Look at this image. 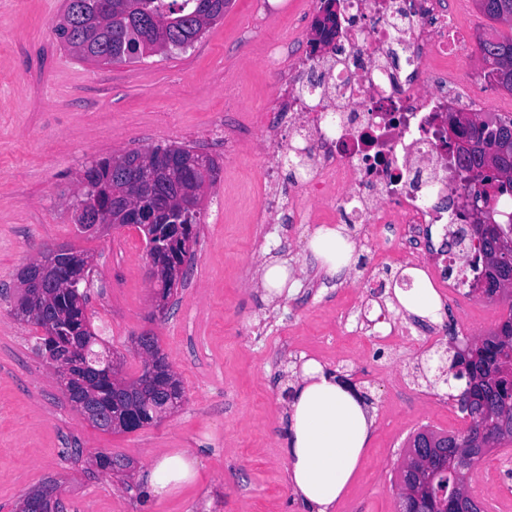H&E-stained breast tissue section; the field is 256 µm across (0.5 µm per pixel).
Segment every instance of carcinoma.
I'll return each instance as SVG.
<instances>
[{
  "label": "carcinoma",
  "instance_id": "cac0c4a2",
  "mask_svg": "<svg viewBox=\"0 0 512 512\" xmlns=\"http://www.w3.org/2000/svg\"><path fill=\"white\" fill-rule=\"evenodd\" d=\"M479 10L488 18L512 26V0H476ZM229 0H67L64 23L56 25L61 42L83 60L103 57L106 63L126 62L151 56L165 49L168 42L191 46L204 32L224 16ZM482 60L488 76L505 89L512 91V36L486 38L479 41ZM462 134L471 147L456 151L459 167L470 172L476 161L486 159L493 168L479 174L481 184L496 183L495 195L512 200V119L476 124L466 120ZM181 157L198 162L194 170L181 165L168 170L147 185L156 206V221L166 220L165 210L174 200L176 190L192 188L204 177L217 171L215 159L199 153L189 144L176 146ZM83 176L92 187H106L122 195L132 193L122 172L113 167L112 158L97 160L83 169ZM179 263L191 261L193 254L183 250L182 243L154 237ZM472 267L484 278L483 294L489 298H512V223L476 224L470 239ZM52 307L64 315L61 335L53 340L55 346L67 345L83 335L87 321L86 295L79 289H48ZM477 358L465 369L451 360L446 375L465 380L458 395L461 412L470 420V427L461 434H440L419 431L412 441L430 440L436 445L432 462L422 467L413 460L400 472L401 485L409 488L406 506L436 512L442 502L460 492L461 474L473 468L494 448L512 442V386L506 378L512 376V314L498 329L480 340ZM105 349L97 344H77L72 352L76 365L60 376L63 386L76 387L87 375L103 369L107 362ZM110 384L99 380L94 389L97 399L85 394L84 399L104 412L121 411L127 405L138 409L140 420L149 425L155 422L160 406L157 393L144 389L131 397L117 401L109 398Z\"/></svg>",
  "mask_w": 512,
  "mask_h": 512
}]
</instances>
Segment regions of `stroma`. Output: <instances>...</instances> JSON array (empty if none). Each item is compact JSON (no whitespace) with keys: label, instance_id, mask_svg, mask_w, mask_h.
Wrapping results in <instances>:
<instances>
[{"label":"stroma","instance_id":"1","mask_svg":"<svg viewBox=\"0 0 512 512\" xmlns=\"http://www.w3.org/2000/svg\"><path fill=\"white\" fill-rule=\"evenodd\" d=\"M303 0H230L223 18L198 41L171 55L91 64L75 57L54 31L64 0H0V512L57 481L66 512H312L285 481L290 367L312 359L375 409L369 448L334 512H397L399 471L409 437L422 428L466 429L441 384L450 342L485 336L512 305L461 298V313L440 305L438 331L392 301L401 265L395 243L382 263L310 280L314 261L304 225L256 224L230 198L261 201V184L288 202L293 155L276 162L259 132L225 152L215 131L225 114L252 123L268 113L288 143L279 112L282 82H295L287 63L267 66L270 44L305 56L295 42ZM190 144L219 165L202 195L194 260L165 310H155L146 244L132 226L101 236L79 235L71 214L78 177L92 161L132 149ZM89 252L82 288L86 313L107 346L124 353L127 375L139 371L134 337H158L184 391L178 409L132 433H106L83 421L53 368L32 351L37 330L12 313L20 269L44 248ZM298 271L288 295L269 299L261 269L272 258ZM371 302L376 330H408L380 345L351 336L345 312ZM466 325L451 328L454 316ZM200 451L196 480L148 501L140 475L166 453ZM129 459L130 476L106 475L97 453ZM494 512H512V453L496 449L475 468Z\"/></svg>","mask_w":512,"mask_h":512}]
</instances>
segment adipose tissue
Returning <instances> with one entry per match:
<instances>
[{"label":"adipose tissue","instance_id":"obj_1","mask_svg":"<svg viewBox=\"0 0 512 512\" xmlns=\"http://www.w3.org/2000/svg\"><path fill=\"white\" fill-rule=\"evenodd\" d=\"M309 249L328 274L353 265L349 227L321 225ZM284 450L291 490L312 512H330L353 481L371 437L374 419L364 402L316 361L297 374L288 403ZM197 452L179 450L158 457L143 479L147 497L163 498L198 475Z\"/></svg>","mask_w":512,"mask_h":512}]
</instances>
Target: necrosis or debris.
<instances>
[{
  "instance_id": "obj_1",
  "label": "necrosis or debris",
  "mask_w": 512,
  "mask_h": 512,
  "mask_svg": "<svg viewBox=\"0 0 512 512\" xmlns=\"http://www.w3.org/2000/svg\"><path fill=\"white\" fill-rule=\"evenodd\" d=\"M348 19L330 38L337 61L315 91L288 90L282 108L307 146L288 190L292 224H367L394 238L408 268L443 298L477 287L449 279L431 258L436 239L469 221L475 187L448 149V115L484 112L477 78L450 70L470 37L446 0H343ZM457 199L458 208L448 205Z\"/></svg>"
}]
</instances>
